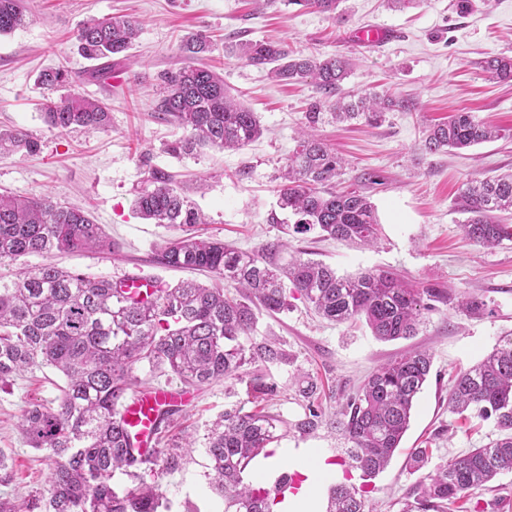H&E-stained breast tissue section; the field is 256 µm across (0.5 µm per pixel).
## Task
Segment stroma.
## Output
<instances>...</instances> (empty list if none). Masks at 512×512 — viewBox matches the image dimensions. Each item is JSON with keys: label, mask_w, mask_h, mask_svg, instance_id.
Here are the masks:
<instances>
[{"label": "stroma", "mask_w": 512, "mask_h": 512, "mask_svg": "<svg viewBox=\"0 0 512 512\" xmlns=\"http://www.w3.org/2000/svg\"><path fill=\"white\" fill-rule=\"evenodd\" d=\"M455 2L422 0L420 6L398 10L385 0H344L339 22L282 0L262 7L254 0H25L29 23L0 36V129L24 131L40 143L33 155L0 154V193L46 194L81 206L112 242L107 253L57 256L60 266L112 278L137 268L165 284L206 280V273L155 260L166 241L184 234L180 225L154 224L135 210L149 169L159 168L175 175L206 215L207 234L231 247L251 251L273 243L275 263L299 253L344 276L392 269L416 284L440 282L484 298L488 307L480 317L440 305L428 313L417 336L391 342L376 340L361 324L329 323L298 297L288 312L259 315L258 335L286 343L295 368L321 379V402L329 413L379 364L409 350L431 354V377L417 398L409 429L373 481L375 512H398L399 501L414 493L419 476L410 468L412 449H431L434 466L497 436L492 421L464 423L449 413L448 391L453 372L474 365L512 333V241L492 249L472 243L459 227L463 216L455 207L463 181L512 173V83L492 80L478 66L489 56H512V0H471L464 14ZM115 14L140 24L130 50L132 64L114 65L108 78L87 79L77 87L109 108L112 126L58 135L44 119L40 103L47 91L37 78L58 66L75 73L92 69V61L78 51L76 31L87 19ZM365 25L385 28L395 37L379 45L353 44L350 33ZM196 34L214 42L204 65L223 73L230 92L260 116L262 135L238 151L205 148L174 155L165 149L183 131L154 117L160 76L187 64L179 45ZM239 40L283 41L294 51L343 54L352 59L343 92L388 90L416 99V110L389 112L375 128L327 122L317 129L344 160L342 186L363 192L373 203L382 225L380 244L364 248L325 240L313 231L287 235L270 223L278 209L279 175L305 107L317 93L310 83L278 82L246 64L235 54ZM461 108L496 125L499 138L464 150L423 153L425 127ZM62 383L58 372L43 368L15 377L0 390V448L12 452V480L0 485V496L19 503L45 496L48 467L25 443L18 423L28 403L56 400ZM246 399L245 392L228 393L221 381L187 389L175 427L204 431L225 408ZM343 445V439L323 429L305 437L289 433L274 459H255L244 478L267 485L278 470L291 472L305 464L321 496L337 471L325 460ZM206 464L203 451H196L181 470L163 479L173 512L189 507L224 512L223 500L208 485Z\"/></svg>", "instance_id": "1"}]
</instances>
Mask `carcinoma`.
I'll use <instances>...</instances> for the list:
<instances>
[{
  "instance_id": "1",
  "label": "carcinoma",
  "mask_w": 512,
  "mask_h": 512,
  "mask_svg": "<svg viewBox=\"0 0 512 512\" xmlns=\"http://www.w3.org/2000/svg\"><path fill=\"white\" fill-rule=\"evenodd\" d=\"M289 5L344 19L342 0H285ZM29 22L24 0H0V35ZM140 25L126 16L90 18L76 32L80 54L98 62L88 77L112 72V59L126 52ZM212 50L202 35L180 45L189 58ZM249 64L266 68L282 82L310 81L321 97L304 112V128L281 172L277 203L296 217V233L315 231L319 237L372 246L380 240L374 205L356 190L335 189L342 158L315 133L331 116L338 122L361 121L377 127L387 112L412 110L413 100L387 94L338 96L347 78L348 59L342 55H304L282 42H242L236 46ZM491 78L512 80V57L479 62ZM49 90L72 87L81 78L58 67L42 72ZM156 111L178 123L184 138L168 151L189 154L202 147L240 149L262 134L256 113L239 103L224 86V77L201 66L186 64L161 76ZM336 98L334 112L322 111ZM46 122L58 134L75 130H105L111 125L106 106L72 92L43 103ZM499 137V129L464 109L448 121L426 129L422 150L435 154L466 149ZM39 144L21 130L0 131V151H37ZM148 186L135 209L154 224H204L194 203L161 169L148 172ZM458 211L466 218L463 234L475 244L493 247L512 240V225L502 214L512 213V173L463 182ZM111 249L100 225L80 207L54 202L47 195L14 197L0 194V388L25 371L49 367L64 377L54 404L32 402L21 417L29 447L45 453L49 466L48 497L44 504L20 505L0 498V512H170L161 481L182 468L197 448L191 433L162 442L153 456L145 455L124 435L120 409L127 395L139 392L135 370L148 365L169 373L183 385L200 388L222 379L245 386L254 409L234 405L207 425L203 448L206 477L224 499V512H273L277 500L265 487L243 480V472L288 427L301 435L326 427L349 447L339 449L349 468L365 479L388 465L409 428L412 411L432 367L424 350L407 351L379 365L335 417L315 403L317 382L301 371L288 376L307 400L305 417L291 425L265 410L262 403L276 395V382L254 369L282 368L294 363L284 344L256 336L258 314L289 309L288 292L299 294L322 318L335 323L362 319L381 341L418 334L435 304L454 305L471 316L484 313L486 303L437 284L415 286L400 274L384 269L340 276L321 261L293 256L280 267L266 259L270 247L241 251L209 237L189 233L167 241L157 261L163 265L210 274L211 285L184 281L164 285L146 299L127 298L120 282L91 278L52 261L62 253L104 252ZM40 256L34 267L19 266L26 256ZM233 286L229 294L219 281ZM449 412L466 411L493 419L499 438L464 456L435 466L402 503L400 512H479L474 501L498 476L512 472V338L495 346L474 366L459 371L448 391ZM117 476L132 486L119 488ZM369 490L345 482L328 489L324 512H372Z\"/></svg>"
}]
</instances>
